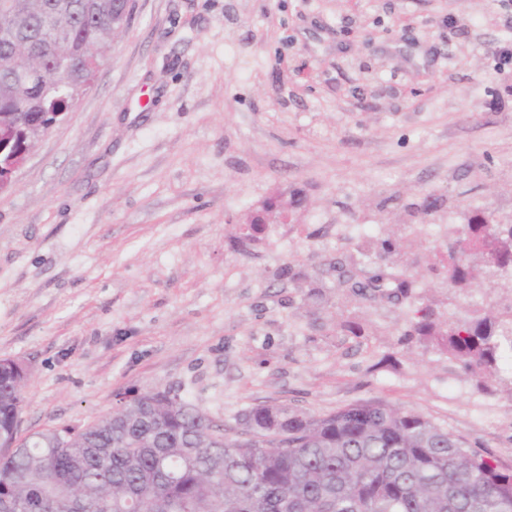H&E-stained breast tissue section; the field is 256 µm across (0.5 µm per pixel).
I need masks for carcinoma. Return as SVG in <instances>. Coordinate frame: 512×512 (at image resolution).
Masks as SVG:
<instances>
[{
  "label": "carcinoma",
  "mask_w": 512,
  "mask_h": 512,
  "mask_svg": "<svg viewBox=\"0 0 512 512\" xmlns=\"http://www.w3.org/2000/svg\"><path fill=\"white\" fill-rule=\"evenodd\" d=\"M123 0H0V131L23 119L45 127L91 86L128 24ZM18 38L43 54L15 53ZM60 58L81 60L68 72ZM512 264V224L476 211L447 245L448 286L472 279L473 253ZM352 287L399 301L411 282L377 273ZM437 340L484 379L512 349V307L439 321L422 308L406 335ZM27 374L0 359V512H56L71 496L84 512H512V468L428 417L382 403L315 415L257 405L234 437L166 390H149L90 422L24 436Z\"/></svg>",
  "instance_id": "1"
}]
</instances>
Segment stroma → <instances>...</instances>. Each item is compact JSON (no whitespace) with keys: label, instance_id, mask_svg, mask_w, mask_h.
Segmentation results:
<instances>
[{"label":"stroma","instance_id":"35a3bbf8","mask_svg":"<svg viewBox=\"0 0 512 512\" xmlns=\"http://www.w3.org/2000/svg\"><path fill=\"white\" fill-rule=\"evenodd\" d=\"M510 42L512 0H134L0 193V359L28 371L23 434L131 389L232 429L260 404L380 402L512 467V370L480 387L404 333L420 307L512 304V271L471 256L460 289L437 268L472 212L512 224ZM386 240L413 282L398 304L338 276H372Z\"/></svg>","mask_w":512,"mask_h":512}]
</instances>
